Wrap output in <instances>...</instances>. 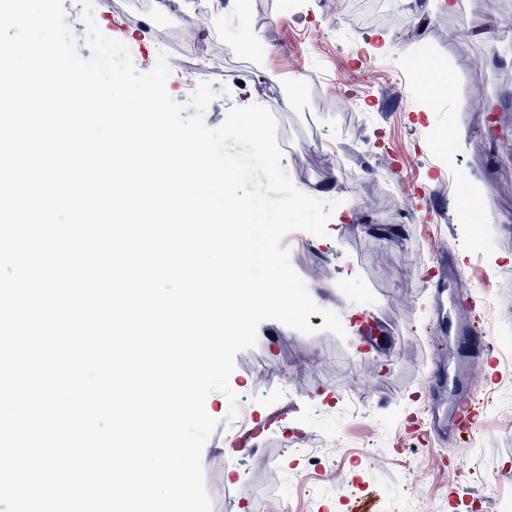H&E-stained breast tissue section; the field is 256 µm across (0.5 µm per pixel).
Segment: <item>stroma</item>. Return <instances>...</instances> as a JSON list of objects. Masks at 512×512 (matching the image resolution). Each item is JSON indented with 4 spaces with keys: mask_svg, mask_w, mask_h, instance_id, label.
I'll list each match as a JSON object with an SVG mask.
<instances>
[{
    "mask_svg": "<svg viewBox=\"0 0 512 512\" xmlns=\"http://www.w3.org/2000/svg\"><path fill=\"white\" fill-rule=\"evenodd\" d=\"M97 24L124 42L147 71L158 46L184 62L205 53L204 80L228 88L205 113L223 123L230 107L258 103L277 112L278 141L294 151L281 161L293 184L336 201L327 237L286 236L294 270L314 302L339 313L345 337L305 335L276 321L258 328L254 349L237 354L230 377L245 426L216 428L202 461L213 512H491L487 489L462 480L440 499H412L465 455L488 461L500 495H512V432H483L446 450L425 440L431 400L425 385L445 347L427 329L453 314L457 330L472 321L468 305L449 312L427 281L435 256L455 260L452 286L478 271L512 268V6L489 13L478 0H416L397 26L363 25L353 0H251L241 20L237 0H178L175 12L141 26V0H110ZM265 75L258 87L250 72ZM437 87L423 101L415 87ZM478 183L490 201L464 223L449 173ZM496 308H483L488 336L512 343V280L492 279ZM488 359L470 370L489 400L481 419L512 418V388ZM358 383L362 413H344L342 396ZM340 440L336 479L325 481L300 445ZM378 449L380 460L366 453Z\"/></svg>",
    "mask_w": 512,
    "mask_h": 512,
    "instance_id": "1",
    "label": "stroma"
}]
</instances>
